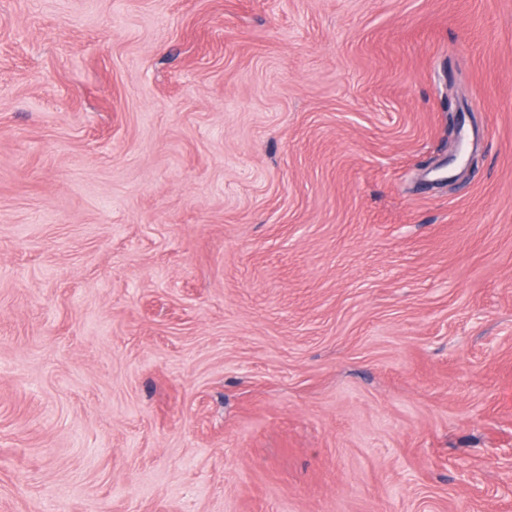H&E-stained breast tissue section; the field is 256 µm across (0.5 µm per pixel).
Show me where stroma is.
Segmentation results:
<instances>
[{"mask_svg": "<svg viewBox=\"0 0 512 512\" xmlns=\"http://www.w3.org/2000/svg\"><path fill=\"white\" fill-rule=\"evenodd\" d=\"M507 458L512 0H0V512H512Z\"/></svg>", "mask_w": 512, "mask_h": 512, "instance_id": "obj_1", "label": "stroma"}]
</instances>
